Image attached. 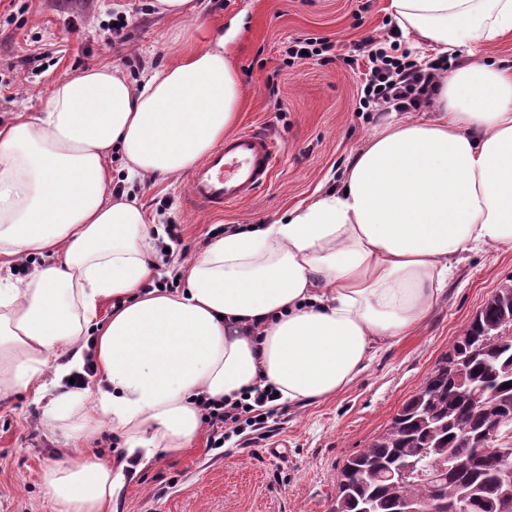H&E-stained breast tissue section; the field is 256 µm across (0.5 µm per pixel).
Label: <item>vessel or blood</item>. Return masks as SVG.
Wrapping results in <instances>:
<instances>
[{
	"label": "vessel or blood",
	"instance_id": "b4317fda",
	"mask_svg": "<svg viewBox=\"0 0 512 512\" xmlns=\"http://www.w3.org/2000/svg\"><path fill=\"white\" fill-rule=\"evenodd\" d=\"M276 153L275 141L263 132L226 137L190 174V200L202 209L220 211L252 196L269 180Z\"/></svg>",
	"mask_w": 512,
	"mask_h": 512
}]
</instances>
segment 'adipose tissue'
<instances>
[{"label":"adipose tissue","mask_w":512,"mask_h":512,"mask_svg":"<svg viewBox=\"0 0 512 512\" xmlns=\"http://www.w3.org/2000/svg\"><path fill=\"white\" fill-rule=\"evenodd\" d=\"M412 47L478 50L512 33V0H390ZM223 34L132 83L101 66L59 79L41 112L0 124V399L23 390L52 428L108 425L126 460L85 449L42 473L57 512H106L126 461L192 447L202 398L253 387L310 404L354 382L420 325L455 262L512 246V66L484 58L436 80L434 118L381 122L286 219L213 238L153 288L154 229L133 185L182 174L237 120ZM127 190L114 192L112 153ZM112 314L98 324L105 301ZM92 351L99 379L65 385Z\"/></svg>","instance_id":"obj_1"}]
</instances>
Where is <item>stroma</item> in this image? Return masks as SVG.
Masks as SVG:
<instances>
[{
	"mask_svg": "<svg viewBox=\"0 0 512 512\" xmlns=\"http://www.w3.org/2000/svg\"><path fill=\"white\" fill-rule=\"evenodd\" d=\"M154 0H0V121L36 112L51 83L110 64L133 80L176 62L216 28L234 31L231 57L244 82L235 131L269 134L279 146L271 180L221 213L194 207L188 177L137 188L154 224H176L186 257L204 249L221 224H258L284 217L317 187L334 185L348 160L383 118L359 112L356 71L340 55L395 21L389 0H194L197 19H171ZM123 20L120 42L108 28ZM297 37H324L329 58L287 63ZM281 108H274V101ZM512 246L469 254L422 324L383 347L357 380L335 397L286 405L261 439L241 437L194 448L127 472L112 512H330L343 464L382 433L401 404L506 278ZM71 443L45 425L31 394L0 399V512H55L43 471L64 460Z\"/></svg>",
	"mask_w": 512,
	"mask_h": 512,
	"instance_id": "obj_1",
	"label": "stroma"
}]
</instances>
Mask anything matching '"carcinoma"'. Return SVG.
<instances>
[{
  "mask_svg": "<svg viewBox=\"0 0 512 512\" xmlns=\"http://www.w3.org/2000/svg\"><path fill=\"white\" fill-rule=\"evenodd\" d=\"M495 410L512 412V291L486 300L448 355L393 416L388 427L340 471L334 505L344 512H403L434 496L420 482L387 477L398 464L435 448L450 474L443 494L471 512H501L512 502V439H476Z\"/></svg>",
  "mask_w": 512,
  "mask_h": 512,
  "instance_id": "cac0c4a2",
  "label": "carcinoma"
}]
</instances>
